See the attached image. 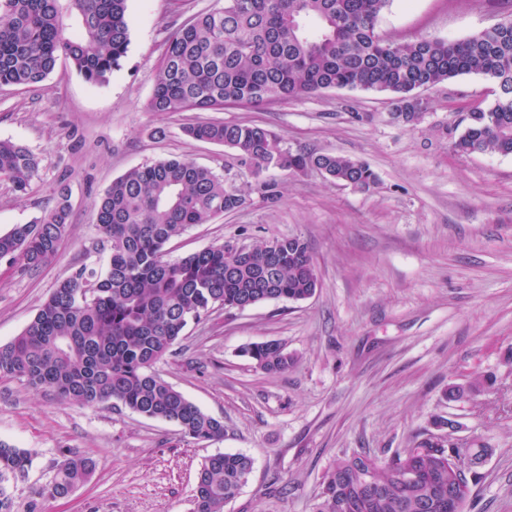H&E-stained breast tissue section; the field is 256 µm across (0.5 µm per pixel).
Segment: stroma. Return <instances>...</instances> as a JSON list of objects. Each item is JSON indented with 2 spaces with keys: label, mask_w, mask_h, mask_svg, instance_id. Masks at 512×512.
<instances>
[{
  "label": "stroma",
  "mask_w": 512,
  "mask_h": 512,
  "mask_svg": "<svg viewBox=\"0 0 512 512\" xmlns=\"http://www.w3.org/2000/svg\"><path fill=\"white\" fill-rule=\"evenodd\" d=\"M223 4L128 0L130 43L106 84L86 82L62 60L38 87H0V139L40 160L28 194L0 179V234L40 216L62 186L71 214L52 261L34 270L0 263V344L81 265L105 266L94 212L112 181L173 157L222 175L247 202L190 227L169 244V258L227 240L297 236L311 247L319 286L297 303L215 310L189 324L159 364L167 382L223 420L219 442L198 444L175 423L67 403L0 376V439L33 455L11 487L12 512H27L70 451L92 457L95 470L68 498L44 503L45 512H191L200 464L218 452L253 461L225 512H313L337 457H390L439 420L451 442L490 450L468 474L465 512H512V155L452 148L461 116L491 106L498 86L471 73L423 90L427 109L414 126L393 118L391 94L348 89L211 113L261 125L294 151L366 162L378 183L357 192L310 170L258 173L237 165L232 149L185 134L199 113L146 109L169 34ZM510 12L505 0H391L378 30L457 40ZM261 180L276 184V202L257 192ZM269 340L293 357L287 371L267 374L242 356ZM476 374L493 386L447 399L450 385Z\"/></svg>",
  "instance_id": "35a3bbf8"
}]
</instances>
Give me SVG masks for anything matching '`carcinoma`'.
I'll return each instance as SVG.
<instances>
[{"label": "carcinoma", "mask_w": 512, "mask_h": 512, "mask_svg": "<svg viewBox=\"0 0 512 512\" xmlns=\"http://www.w3.org/2000/svg\"><path fill=\"white\" fill-rule=\"evenodd\" d=\"M391 0H224L193 14L167 39L147 110L220 112L226 105L257 106L272 99L330 89L389 92L395 111L417 122L423 88L470 73L499 88L495 103L469 113L453 142L460 155L512 154V25L487 27L459 40L399 41L378 32ZM79 23L66 35L64 18ZM129 44L127 0H0V86L43 82L60 58L89 83L102 85L120 67ZM189 137L227 146L238 163L262 171L319 170L336 183L368 191L377 174L342 154L293 152L266 128L221 121L187 125ZM39 175L25 145L0 140V178L20 193ZM241 191L189 158H172L127 171L112 181L95 209L100 243L108 252L99 273L80 266L61 281L31 323L0 345V375L33 391L87 407L109 404L149 419L177 424L197 443L224 438V421L206 413L156 371L184 336L216 308L242 310L269 300L303 301L318 287L309 244L294 237L248 245L227 240L164 259L166 246L189 227L240 209ZM70 226L65 189L29 224L0 235V259L34 270L52 260ZM267 374L293 363L282 343L243 350ZM492 384L474 377L448 388L463 400ZM433 435L382 461L366 452L336 459L322 483L315 512H463L467 470L448 481V456L483 461L486 448L449 447L437 455ZM31 454L0 440V512H11L7 485L25 476ZM94 460L68 452L39 492L43 500L68 497L86 483ZM252 460L242 453L204 459L193 512H224L247 482Z\"/></svg>", "instance_id": "1"}]
</instances>
